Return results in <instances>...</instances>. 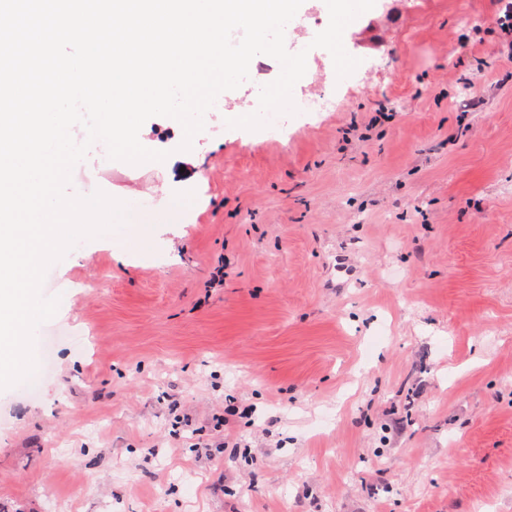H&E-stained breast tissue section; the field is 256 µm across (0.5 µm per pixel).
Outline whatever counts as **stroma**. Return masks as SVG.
Here are the masks:
<instances>
[{"mask_svg": "<svg viewBox=\"0 0 512 512\" xmlns=\"http://www.w3.org/2000/svg\"><path fill=\"white\" fill-rule=\"evenodd\" d=\"M499 12L375 0L343 45L385 66L338 82L314 48L293 87L318 83L335 109L228 127L280 73L259 55L191 150L171 118L144 123L141 144L168 157L137 166L135 208L194 205L52 265L38 386L0 390V512H512ZM481 57L495 82L466 124L460 87ZM380 104L392 123L343 145L340 127Z\"/></svg>", "mask_w": 512, "mask_h": 512, "instance_id": "35a3bbf8", "label": "stroma"}]
</instances>
